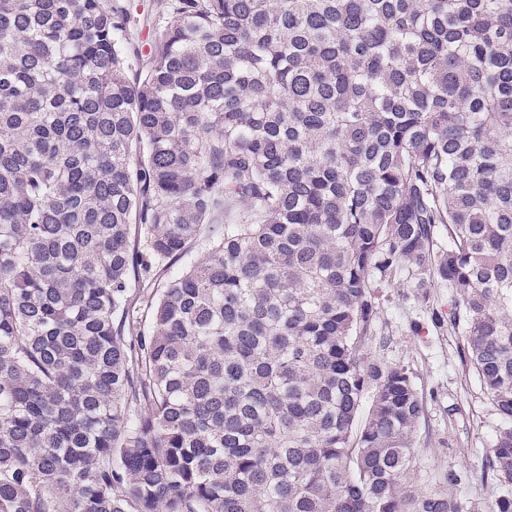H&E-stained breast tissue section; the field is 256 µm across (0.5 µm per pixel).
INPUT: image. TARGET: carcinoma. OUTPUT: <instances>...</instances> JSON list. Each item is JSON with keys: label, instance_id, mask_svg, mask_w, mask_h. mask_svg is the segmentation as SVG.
<instances>
[{"label": "carcinoma", "instance_id": "cac0c4a2", "mask_svg": "<svg viewBox=\"0 0 512 512\" xmlns=\"http://www.w3.org/2000/svg\"><path fill=\"white\" fill-rule=\"evenodd\" d=\"M167 12L144 54L130 0H0V512H467L405 494L400 281L450 292L512 512V0Z\"/></svg>", "mask_w": 512, "mask_h": 512}]
</instances>
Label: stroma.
Wrapping results in <instances>:
<instances>
[{
  "label": "stroma",
  "mask_w": 512,
  "mask_h": 512,
  "mask_svg": "<svg viewBox=\"0 0 512 512\" xmlns=\"http://www.w3.org/2000/svg\"><path fill=\"white\" fill-rule=\"evenodd\" d=\"M427 295L426 301H419L417 289L403 283L383 289L377 326L384 341L370 344L368 354L388 364L407 365L424 403L408 491L434 492L453 470L462 477L458 497L479 512L494 494L478 474L498 416L460 354L461 338L449 321L447 288L432 284Z\"/></svg>",
  "instance_id": "35a3bbf8"
}]
</instances>
